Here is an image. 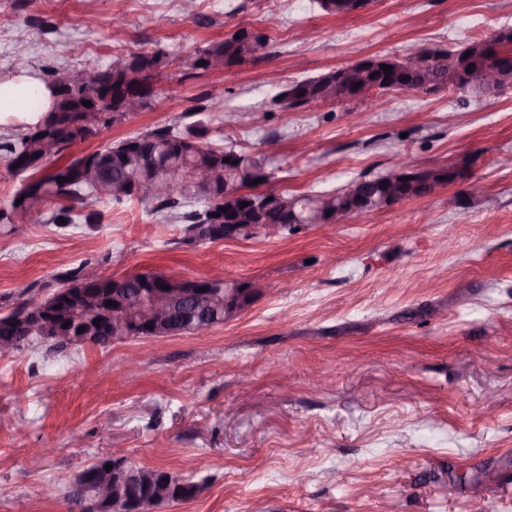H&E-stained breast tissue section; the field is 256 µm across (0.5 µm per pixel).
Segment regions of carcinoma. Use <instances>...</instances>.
Masks as SVG:
<instances>
[{
    "label": "carcinoma",
    "instance_id": "carcinoma-1",
    "mask_svg": "<svg viewBox=\"0 0 512 512\" xmlns=\"http://www.w3.org/2000/svg\"><path fill=\"white\" fill-rule=\"evenodd\" d=\"M267 42L265 34L253 41L248 34L234 31L198 49L190 66L207 71L210 60L218 59L222 67H233L254 58ZM421 52L422 67L410 72L389 55H374L368 59L369 67L361 73V82L379 93L400 89L427 93L432 87L448 85V62L464 57L472 64L474 76L490 64L512 72V31L502 32L494 39L470 40L452 49L423 47ZM167 63L168 54L163 50L132 53L108 67L85 72L83 86L76 93L66 84L74 69L53 68L45 81L52 97V104L45 112L42 111L43 101L34 90L9 87L0 92L5 100L19 99L28 108L42 111L38 121L27 126L16 141L0 144L7 168L21 177V186L9 206L0 208V224H22L48 202L59 203L53 221L62 218L66 227L78 222L96 223L99 213L94 205L99 202L135 199L154 211H177L193 196L199 199L201 207L180 215L185 235L190 238L198 225L209 223L210 214L223 207L226 208V224H319L326 202L337 203L346 210L355 208L362 214L383 209L393 196L408 200L425 197L437 187L456 182L464 174V169L450 165L432 167L431 183L418 186L412 193L405 187L393 185L385 174L355 179L358 187L352 196L345 195L342 187L314 195L253 193L255 177L262 178L264 184L270 179L263 161L232 149L213 147L209 142L210 128L200 120L183 130L172 126L155 128L65 160L51 171L41 173L51 159L61 157L86 141L84 136L77 137L74 129V124L86 115L87 107L83 102L89 101L94 107L111 97L112 111L101 118V126L122 123L131 116L123 109L125 94L131 85L129 76L134 71H145L156 78ZM384 64L392 66V71L382 70ZM281 94L284 98L279 103L285 108L305 107L312 101L323 105L354 98V80L336 67L315 77L293 81ZM201 168L220 170V179L205 187L195 186L196 171ZM59 178L64 182H57ZM135 178L154 183L155 191L141 197L132 195L127 187ZM271 197L279 201L278 208L258 217L255 205ZM242 202L246 203L243 208L240 207ZM89 267L91 263L86 262L67 269L57 280L64 287L83 288L85 284L80 276ZM5 343L14 344L15 352L36 345L32 340H21L11 313L0 315V345ZM154 474L155 486L162 492L159 499L162 507L188 501L201 492L199 484L184 478L173 480L166 470L156 469Z\"/></svg>",
    "mask_w": 512,
    "mask_h": 512
}]
</instances>
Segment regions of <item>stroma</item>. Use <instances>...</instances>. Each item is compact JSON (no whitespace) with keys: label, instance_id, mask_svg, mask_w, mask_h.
<instances>
[{"label":"stroma","instance_id":"1","mask_svg":"<svg viewBox=\"0 0 512 512\" xmlns=\"http://www.w3.org/2000/svg\"><path fill=\"white\" fill-rule=\"evenodd\" d=\"M239 26L267 31L255 58L190 68ZM505 29L512 0H373L347 17L315 0H197L191 17L181 0H0L1 82L168 54L150 107L70 156L202 119L212 146L264 157L278 194L383 175L406 153L466 169L423 198L249 240H189L137 201L99 204L91 225L57 228L45 206L0 227L2 314L86 261L106 277L220 267L258 290L202 334L1 355L0 512H68L64 487L113 455L203 484L162 512H512V88L276 102L369 55Z\"/></svg>","mask_w":512,"mask_h":512}]
</instances>
